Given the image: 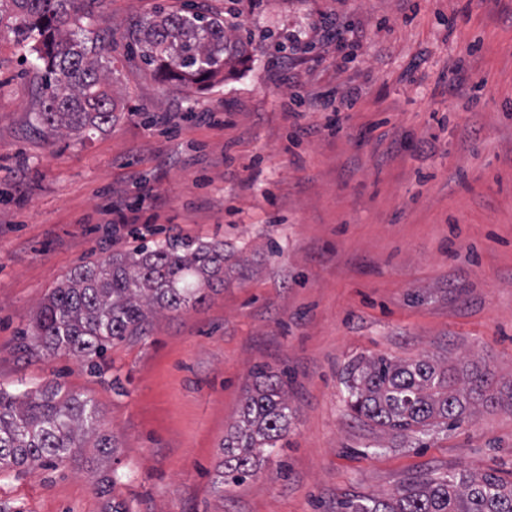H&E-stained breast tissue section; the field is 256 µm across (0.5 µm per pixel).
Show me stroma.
<instances>
[{"label": "stroma", "instance_id": "obj_1", "mask_svg": "<svg viewBox=\"0 0 512 512\" xmlns=\"http://www.w3.org/2000/svg\"><path fill=\"white\" fill-rule=\"evenodd\" d=\"M160 5L221 17L247 56L209 88L163 83L127 36ZM93 10L116 111L85 140L37 125L35 62L0 25V385L53 381L91 400L119 440L110 466L134 512H342L433 474H512V409L401 435L356 418L343 384L376 355L512 378V0ZM325 16L358 48L322 38ZM323 95L338 124L309 111ZM117 200L129 223L116 231ZM172 235L223 242L241 273L111 346L101 372L24 348L76 267ZM256 364L286 374L290 432L256 478L220 493V446ZM95 482L69 464L6 469L0 512H102Z\"/></svg>", "mask_w": 512, "mask_h": 512}]
</instances>
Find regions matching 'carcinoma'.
Wrapping results in <instances>:
<instances>
[{
	"mask_svg": "<svg viewBox=\"0 0 512 512\" xmlns=\"http://www.w3.org/2000/svg\"><path fill=\"white\" fill-rule=\"evenodd\" d=\"M96 0H0V24L14 21L21 50L37 62L42 98L35 121L49 131L88 134L112 123L116 109L104 63V40L84 35ZM142 60L175 85H210L242 60L244 43L224 22L203 12L160 6L129 32ZM240 266L221 242L178 235L138 245L101 261L80 265L40 303L25 332L48 355L69 354L100 369L105 351L130 336H145L154 314H179L203 303ZM239 421L220 448L215 487L258 476L264 453L288 436L292 408L281 374L266 365L251 370ZM347 405L358 417L404 434L430 428L452 430L481 406L508 401L512 380L493 388V374L472 364L457 368L430 357L412 361L384 355L349 365ZM95 404L58 383L13 390L0 387V471L65 463L99 471L96 491L103 512H133L115 496L118 477L106 468L119 444L99 431ZM94 453H82L89 438ZM346 512H512V481L495 472L448 473L425 478L388 495L343 505Z\"/></svg>",
	"mask_w": 512,
	"mask_h": 512,
	"instance_id": "carcinoma-1",
	"label": "carcinoma"
}]
</instances>
